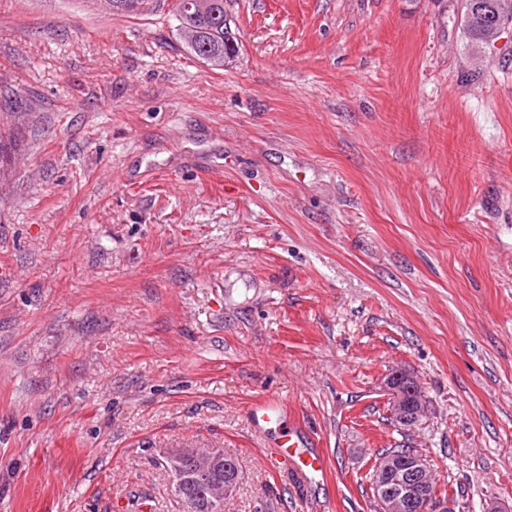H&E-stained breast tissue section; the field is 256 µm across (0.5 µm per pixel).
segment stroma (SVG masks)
<instances>
[{"label":"stroma","mask_w":512,"mask_h":512,"mask_svg":"<svg viewBox=\"0 0 512 512\" xmlns=\"http://www.w3.org/2000/svg\"><path fill=\"white\" fill-rule=\"evenodd\" d=\"M457 5L224 0L214 69L168 0H0V512H179L181 448L238 461L224 512H375L403 442L512 512V33ZM474 2H480V7H475ZM512 4V0H461L460 1V26L465 38L473 45L481 49H492L485 39V34L494 25H504L497 29L491 41L499 46L502 35L512 25L511 7L504 11L501 4ZM508 26H507V25ZM383 389L390 397V417L401 430H410L426 419L429 406L416 376L403 368L388 373ZM282 410V405L279 400L274 397H267L262 403L256 405L252 409V421L256 423L255 426L268 424L276 416H279L282 413ZM279 445L278 448H288L285 449V453H277V456L282 457V460H279L276 457V460L279 463H284L286 466L290 465L292 469L299 475L304 476L310 472H320L323 475L324 472V458L318 454L308 452L305 448L300 445L299 441H293L292 434H288V446ZM294 447V450L290 448Z\"/></svg>","instance_id":"obj_1"}]
</instances>
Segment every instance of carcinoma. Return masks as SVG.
<instances>
[{
	"mask_svg": "<svg viewBox=\"0 0 512 512\" xmlns=\"http://www.w3.org/2000/svg\"><path fill=\"white\" fill-rule=\"evenodd\" d=\"M112 10L121 13H141L148 0H110ZM512 0H460V26L465 38L473 45L488 49L485 34L494 25H512V11L502 3ZM183 0H174L173 13L178 22L176 31L185 49L198 61L213 69L224 68V63L235 57L238 39L232 32L230 19L224 14V0H204L191 9L182 7ZM169 476L176 477L173 492L178 502L194 512H224V502L213 506L205 496L206 487L224 482V465L213 467L202 474L192 459H175L164 454L160 461Z\"/></svg>",
	"mask_w": 512,
	"mask_h": 512,
	"instance_id": "1",
	"label": "carcinoma"
}]
</instances>
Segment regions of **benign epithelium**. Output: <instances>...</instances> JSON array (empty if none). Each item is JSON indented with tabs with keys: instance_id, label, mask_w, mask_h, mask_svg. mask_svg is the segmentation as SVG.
<instances>
[{
	"instance_id": "benign-epithelium-1",
	"label": "benign epithelium",
	"mask_w": 512,
	"mask_h": 512,
	"mask_svg": "<svg viewBox=\"0 0 512 512\" xmlns=\"http://www.w3.org/2000/svg\"><path fill=\"white\" fill-rule=\"evenodd\" d=\"M383 389L390 397V417L401 430H410L428 417L429 406L416 376L403 368L388 373ZM428 469L422 454L414 449L390 452L378 460L374 480L385 485L380 512H458L452 497L442 498L430 488ZM240 479L237 464L224 459V485L212 498L220 500L235 492Z\"/></svg>"
}]
</instances>
